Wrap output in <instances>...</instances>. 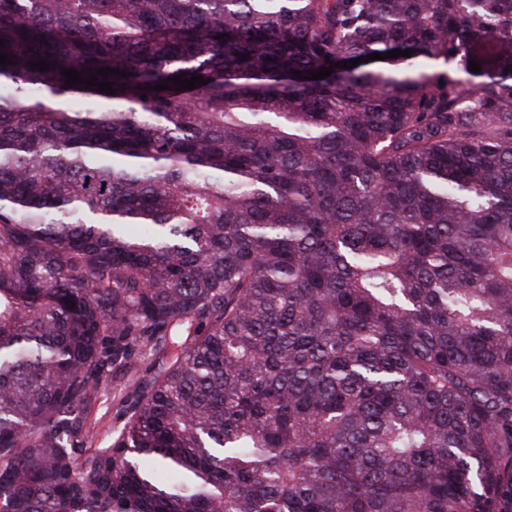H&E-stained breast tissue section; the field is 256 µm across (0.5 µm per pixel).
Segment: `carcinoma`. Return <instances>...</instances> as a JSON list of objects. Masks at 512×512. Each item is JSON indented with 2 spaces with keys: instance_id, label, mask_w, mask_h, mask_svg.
I'll list each match as a JSON object with an SVG mask.
<instances>
[{
  "instance_id": "obj_1",
  "label": "carcinoma",
  "mask_w": 512,
  "mask_h": 512,
  "mask_svg": "<svg viewBox=\"0 0 512 512\" xmlns=\"http://www.w3.org/2000/svg\"><path fill=\"white\" fill-rule=\"evenodd\" d=\"M485 38L512 0H0V512H512V87L421 70ZM126 377L115 376L110 384L99 394L89 416L96 423L98 436L95 446L106 447L121 432L128 421L131 411L121 400Z\"/></svg>"
}]
</instances>
